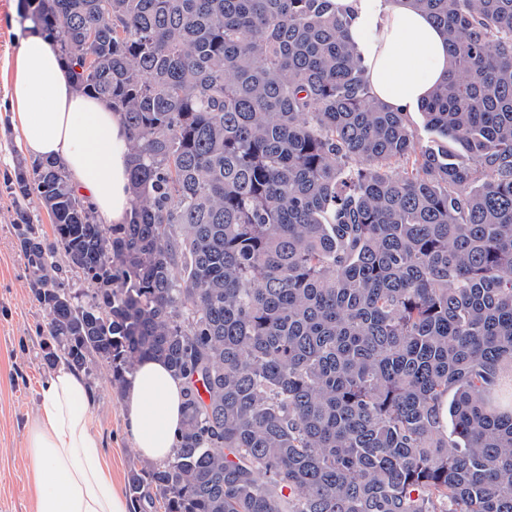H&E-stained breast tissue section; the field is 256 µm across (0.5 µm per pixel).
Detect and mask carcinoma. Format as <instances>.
I'll list each match as a JSON object with an SVG mask.
<instances>
[{
  "label": "carcinoma",
  "instance_id": "cac0c4a2",
  "mask_svg": "<svg viewBox=\"0 0 512 512\" xmlns=\"http://www.w3.org/2000/svg\"><path fill=\"white\" fill-rule=\"evenodd\" d=\"M407 2L448 42L426 141L336 0H20L132 155L115 226L60 162L16 160L47 360L185 380L134 512H512V0Z\"/></svg>",
  "mask_w": 512,
  "mask_h": 512
}]
</instances>
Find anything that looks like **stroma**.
I'll use <instances>...</instances> for the list:
<instances>
[{
    "label": "stroma",
    "mask_w": 512,
    "mask_h": 512,
    "mask_svg": "<svg viewBox=\"0 0 512 512\" xmlns=\"http://www.w3.org/2000/svg\"><path fill=\"white\" fill-rule=\"evenodd\" d=\"M22 31L18 0H0V512H33L26 426L40 386L51 373L45 360L52 345L47 314L29 287L33 270L20 250L13 202L6 190L16 153L24 148L10 108ZM88 381L95 395L92 424L103 440L113 479L126 485L128 471L139 457L126 432L123 396L113 388L105 365H96Z\"/></svg>",
    "instance_id": "obj_1"
}]
</instances>
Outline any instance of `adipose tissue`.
Returning a JSON list of instances; mask_svg holds the SVG:
<instances>
[{"label": "adipose tissue", "instance_id": "obj_1", "mask_svg": "<svg viewBox=\"0 0 512 512\" xmlns=\"http://www.w3.org/2000/svg\"><path fill=\"white\" fill-rule=\"evenodd\" d=\"M357 19L349 31L373 93L391 109L414 112L448 74V47L431 19L405 0H340ZM13 120L28 153L59 159L71 186L93 204L102 224L126 223L130 211L129 135L106 102L78 93L55 42L25 29L14 59ZM133 448L165 460L182 426L184 382L159 361H141L125 391ZM86 378L60 366L41 385L27 452L35 512H131L100 451Z\"/></svg>", "mask_w": 512, "mask_h": 512}]
</instances>
